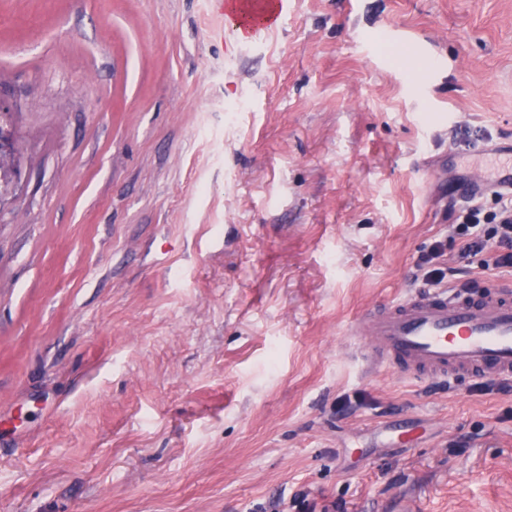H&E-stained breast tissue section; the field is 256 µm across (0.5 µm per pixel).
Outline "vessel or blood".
<instances>
[{"label": "vessel or blood", "instance_id": "obj_1", "mask_svg": "<svg viewBox=\"0 0 512 512\" xmlns=\"http://www.w3.org/2000/svg\"><path fill=\"white\" fill-rule=\"evenodd\" d=\"M222 10L248 28L279 20L285 0H223ZM493 173L453 182L457 196L512 194V148L495 146ZM347 336L372 367L416 382L459 378L512 380V288L476 294L464 289L411 290L355 318Z\"/></svg>", "mask_w": 512, "mask_h": 512}]
</instances>
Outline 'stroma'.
<instances>
[{"label": "stroma", "instance_id": "1", "mask_svg": "<svg viewBox=\"0 0 512 512\" xmlns=\"http://www.w3.org/2000/svg\"><path fill=\"white\" fill-rule=\"evenodd\" d=\"M0 104V512H512V390L346 335L438 242L512 282L440 163L512 137V0H0ZM227 14L236 17L243 28H249L262 20L277 22L284 14L286 2L283 0L244 1L216 0Z\"/></svg>", "mask_w": 512, "mask_h": 512}]
</instances>
